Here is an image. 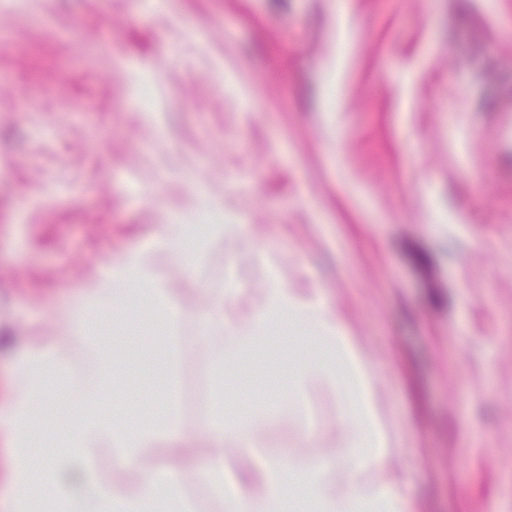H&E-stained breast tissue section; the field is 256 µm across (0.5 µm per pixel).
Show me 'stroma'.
<instances>
[{"mask_svg":"<svg viewBox=\"0 0 512 512\" xmlns=\"http://www.w3.org/2000/svg\"><path fill=\"white\" fill-rule=\"evenodd\" d=\"M512 0H0V327L89 357L64 311L120 250L213 206L248 225L185 269L179 379L207 368L197 309L228 265L241 308L266 266L323 295L371 356L396 476L416 512H512ZM254 389L288 400L278 344ZM318 439L262 422L295 465L348 425L308 395Z\"/></svg>","mask_w":512,"mask_h":512,"instance_id":"obj_1","label":"stroma"}]
</instances>
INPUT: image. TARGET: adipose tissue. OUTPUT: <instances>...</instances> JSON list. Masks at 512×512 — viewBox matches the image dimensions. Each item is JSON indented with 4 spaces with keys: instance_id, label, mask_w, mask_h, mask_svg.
<instances>
[{
    "instance_id": "ef3b65f1",
    "label": "adipose tissue",
    "mask_w": 512,
    "mask_h": 512,
    "mask_svg": "<svg viewBox=\"0 0 512 512\" xmlns=\"http://www.w3.org/2000/svg\"><path fill=\"white\" fill-rule=\"evenodd\" d=\"M243 224H190L176 214L146 246L117 254L80 289L70 310L75 334L85 337L92 355L89 366H76L63 352L39 338H29L11 365V388L0 400V438L8 444L7 491L0 512H194L180 476L147 462V449L165 443L183 447L186 437L177 397V355L167 341L157 357L165 399L160 408L138 414L134 423L103 412L112 388V361L107 349L88 334L90 321L110 313L131 314L133 301L176 318L179 306L168 282L155 267L160 257L192 261L206 243L227 234L246 233ZM211 302L199 311L197 339L210 350L209 401L204 423L210 454L196 476L224 512H413L410 495L376 472L393 452L382 422L377 379L337 311L320 295L285 287L269 269L259 307L248 317L235 312L239 288L233 271L224 285L209 291ZM305 333L314 354L300 359L290 375L294 395L288 416L309 443L317 430L305 395L313 386L331 385L349 430L336 457H314L303 467L263 451L258 437L261 414H230L224 382L230 372L252 362L256 348L274 329ZM223 336L213 346L214 336ZM65 400L63 429L51 426L44 409ZM241 448L257 477L246 484L224 457L226 443ZM52 449L49 461L35 466L31 445ZM111 452L116 473L102 476L98 460Z\"/></svg>"
}]
</instances>
